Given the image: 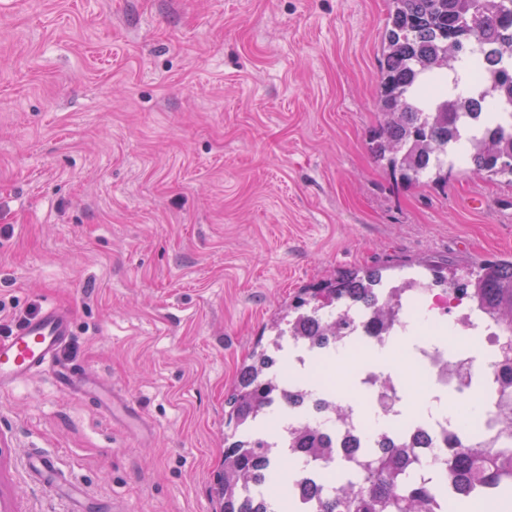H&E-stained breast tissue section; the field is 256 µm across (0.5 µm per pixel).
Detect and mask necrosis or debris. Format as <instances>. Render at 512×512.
<instances>
[{"label":"necrosis or debris","mask_w":512,"mask_h":512,"mask_svg":"<svg viewBox=\"0 0 512 512\" xmlns=\"http://www.w3.org/2000/svg\"><path fill=\"white\" fill-rule=\"evenodd\" d=\"M317 319H343L348 328L323 346L289 343L293 374L283 391L289 420L330 437L338 458L356 459L366 449L396 442L411 448L428 471L441 468L444 450L457 437L467 436L474 448L496 434V409L487 403L481 382L493 377L492 359L500 354L502 330L494 320L476 314L465 297L437 286L415 289L394 329L420 324L417 348L382 371L363 359L389 342L368 315L339 302ZM416 388L432 389L472 408L476 427L464 430L448 416L404 421L401 406ZM340 405L350 414L344 423L336 418Z\"/></svg>","instance_id":"4bbe7bcc"}]
</instances>
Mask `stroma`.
Listing matches in <instances>:
<instances>
[{
    "instance_id": "35a3bbf8",
    "label": "stroma",
    "mask_w": 512,
    "mask_h": 512,
    "mask_svg": "<svg viewBox=\"0 0 512 512\" xmlns=\"http://www.w3.org/2000/svg\"><path fill=\"white\" fill-rule=\"evenodd\" d=\"M387 10L0 0V336L64 310L68 361L141 415L48 368L1 394L0 512H216L224 396L300 289L512 258V180L373 158ZM75 390L81 391V392H98L100 394H103L104 396H107L113 403V407L116 408L124 419L128 421H138L140 420V412L139 410L130 402L126 400L117 401L115 397H112L105 391L103 388H101L99 385H97L94 382L87 381L81 386H75Z\"/></svg>"
}]
</instances>
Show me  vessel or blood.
Listing matches in <instances>:
<instances>
[{"label":"vessel or blood","instance_id":"vessel-or-blood-1","mask_svg":"<svg viewBox=\"0 0 512 512\" xmlns=\"http://www.w3.org/2000/svg\"><path fill=\"white\" fill-rule=\"evenodd\" d=\"M71 336L69 318L61 309L50 307L24 320L0 336V392L11 389L21 379L55 364L59 385L71 384V369L60 355Z\"/></svg>","mask_w":512,"mask_h":512}]
</instances>
